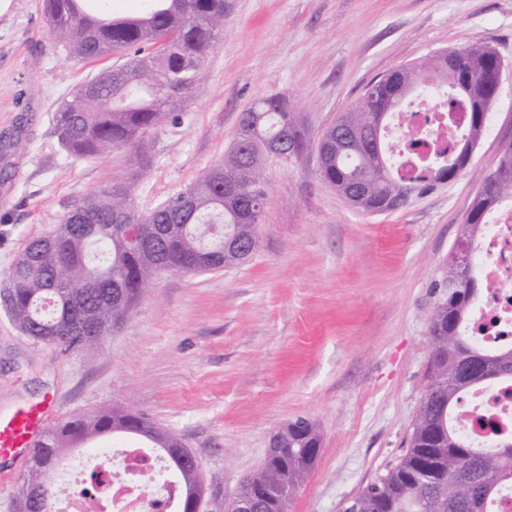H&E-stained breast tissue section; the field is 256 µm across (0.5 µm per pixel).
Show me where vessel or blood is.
<instances>
[{"label": "vessel or blood", "mask_w": 512, "mask_h": 512, "mask_svg": "<svg viewBox=\"0 0 512 512\" xmlns=\"http://www.w3.org/2000/svg\"><path fill=\"white\" fill-rule=\"evenodd\" d=\"M52 412L47 400L0 415V459L24 462L40 443Z\"/></svg>", "instance_id": "1"}]
</instances>
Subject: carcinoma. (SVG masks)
Instances as JSON below:
<instances>
[{"instance_id": "carcinoma-1", "label": "carcinoma", "mask_w": 512, "mask_h": 512, "mask_svg": "<svg viewBox=\"0 0 512 512\" xmlns=\"http://www.w3.org/2000/svg\"><path fill=\"white\" fill-rule=\"evenodd\" d=\"M49 29L72 55L96 60L120 51L125 70H104L90 79L96 102L72 93L57 109L54 134L71 156L98 158L125 150L138 168L149 164V135L178 111L183 97L168 91L178 83L188 93L224 28L230 0H143L133 15L109 13L106 0L93 10L89 0H45ZM443 63L429 54L421 62L400 66L372 83L382 90L374 99L366 91L322 137L328 146L319 176L337 191H355L357 208L366 213L402 209L411 192L424 194L446 176L466 167L464 156L482 137L479 114L494 101L488 77L496 67L494 51L470 44ZM414 83L415 96L444 99L449 112L466 116L459 139L442 146L430 160L409 173L398 168L389 127L409 111L402 90ZM285 139L286 156L299 158L313 145L310 130L287 98L262 96L242 112L237 138L218 164L167 207L148 214L131 203V185L111 180L81 197L47 236L23 249L30 264L10 269L0 281L10 292L8 313L26 336L65 351L88 349L126 320L152 280L190 256L202 253L204 225L214 224V245L224 247L229 232L241 241L257 240L266 199L264 163L267 149ZM512 200V140L484 178L462 235L473 241L488 214L504 199ZM442 292L429 324L432 346L430 381L413 424L410 444L401 458L353 497L344 512H489L487 505L503 488L512 487V437L496 438L490 448H476L455 428V409L472 390L500 380L512 381V347L487 350L474 344L462 326L475 309L478 281L461 276L454 260L442 270ZM158 439L166 432L147 417L114 406L74 416L48 433L49 442L33 451L21 489L31 491L29 512H54L53 486L42 484L41 470L55 465L65 448L100 436ZM277 447L267 449L262 466L247 476L240 493L254 497L258 512H287L288 499L308 479L321 449V435L309 419L299 418L277 432ZM179 496L202 493L198 466L189 459L173 467Z\"/></svg>"}]
</instances>
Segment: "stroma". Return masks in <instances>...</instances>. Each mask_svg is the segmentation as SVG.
I'll return each instance as SVG.
<instances>
[{"label":"stroma","mask_w":512,"mask_h":512,"mask_svg":"<svg viewBox=\"0 0 512 512\" xmlns=\"http://www.w3.org/2000/svg\"><path fill=\"white\" fill-rule=\"evenodd\" d=\"M43 6L12 0L0 15V134L21 141L0 146V275L110 180L131 182L141 213L185 190L223 161L260 96L288 98L318 138L397 66L469 43L501 56L471 163L409 208L362 213L320 179L317 153L270 159L250 260L158 277L95 348L28 338L0 308V413L47 399L57 424L112 404L141 413L195 454L201 512H228L271 436L305 417L322 447L288 512H342L409 445L440 269L512 140V0H230L218 44L181 112L153 132L143 171L123 150L84 159L58 143L60 103L123 59L74 58Z\"/></svg>","instance_id":"stroma-1"}]
</instances>
